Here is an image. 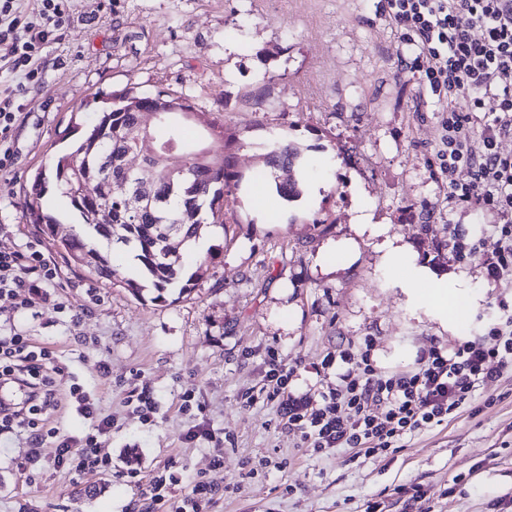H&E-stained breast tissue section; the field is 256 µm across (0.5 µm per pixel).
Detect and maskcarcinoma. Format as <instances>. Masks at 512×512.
Here are the masks:
<instances>
[{
	"instance_id": "carcinoma-1",
	"label": "carcinoma",
	"mask_w": 512,
	"mask_h": 512,
	"mask_svg": "<svg viewBox=\"0 0 512 512\" xmlns=\"http://www.w3.org/2000/svg\"><path fill=\"white\" fill-rule=\"evenodd\" d=\"M149 99L179 108L158 123V129L149 131L153 145H177L173 160L168 156L148 159V163L156 166L150 190L156 196L165 197V201L138 215L129 212L120 198L86 200L81 193L80 178H103L101 155L104 153L112 154V173L121 171L131 146L129 134L136 129L134 109ZM118 101L119 105L100 112L97 123L85 137L57 156L50 171L40 170L33 176L32 190L36 199L43 198L48 182H53L67 199L73 219L83 226L82 232H72L58 240L56 228L63 221L54 212L45 213L42 205L30 202L25 204V209L42 225L43 234L61 246L71 262L88 268L100 279L127 289L137 298L142 297L145 290L142 281L148 279L153 290L151 302L164 303L170 290L177 289L181 294L189 291L196 274H186L182 257L164 252L161 241L173 231L184 248H191L204 227L203 207L209 208L213 222H220L224 199L235 197L243 176L233 169L229 157L224 155L226 145L215 149L210 146L201 148L198 141L186 133L181 121L185 117L181 109L186 107L182 98L159 91L154 95L126 93L119 96ZM75 159L79 161L77 171L72 167ZM264 163L271 169L267 174L269 185L283 200L293 201L302 195L297 182H280L274 176V171L285 165L304 167L296 147L278 140L264 154ZM91 235L105 240L109 246L120 244L131 251L137 261L135 271L123 273L112 266L107 253L88 243Z\"/></svg>"
}]
</instances>
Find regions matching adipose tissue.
Here are the masks:
<instances>
[{
    "instance_id": "obj_1",
    "label": "adipose tissue",
    "mask_w": 512,
    "mask_h": 512,
    "mask_svg": "<svg viewBox=\"0 0 512 512\" xmlns=\"http://www.w3.org/2000/svg\"><path fill=\"white\" fill-rule=\"evenodd\" d=\"M383 263L386 268L400 273L402 284L411 295L425 301L439 319H447L459 297L450 292L445 279L437 277L427 266L417 264L404 246L385 242Z\"/></svg>"
}]
</instances>
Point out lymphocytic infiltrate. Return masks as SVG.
<instances>
[{
	"mask_svg": "<svg viewBox=\"0 0 512 512\" xmlns=\"http://www.w3.org/2000/svg\"><path fill=\"white\" fill-rule=\"evenodd\" d=\"M69 0H38L36 16H28L20 0H0V68L14 85L0 92V171L13 164L11 132L18 100L41 85V54L65 35ZM384 10L413 46L400 69L416 75L420 89L436 100L441 136L434 155V176L448 189L453 207L489 211L496 222L488 235L467 240L458 226L448 228L452 256L465 262L475 251L487 255L485 276L512 284V155L500 143L512 137V0H383ZM497 107L488 112L485 99ZM467 169L468 181L456 178ZM57 273L37 245L0 252V297L20 299L22 290H37ZM499 314L486 324L484 337L458 340L453 346L422 350L414 369L388 373L378 369L370 351L340 352L326 360L336 371V387L318 409L287 397L293 371L271 370L264 388L269 401L282 400L281 414L296 430L303 447L318 454L357 448L373 456L396 452L404 438L440 425L470 404L486 382L512 368V305L499 301ZM62 369L52 350L14 333L0 336V381L26 388L21 404L0 402V434L23 433L29 446L22 469L39 467L38 449L45 437H59L47 415L63 401L77 398L80 413L95 424L83 439L59 438L56 468L97 471L109 462L97 451L98 438L112 429L95 403L76 386L60 387Z\"/></svg>",
	"mask_w": 512,
	"mask_h": 512,
	"instance_id": "obj_1",
	"label": "lymphocytic infiltrate"
}]
</instances>
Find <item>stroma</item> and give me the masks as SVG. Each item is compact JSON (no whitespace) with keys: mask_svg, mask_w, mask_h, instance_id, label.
I'll return each instance as SVG.
<instances>
[{"mask_svg":"<svg viewBox=\"0 0 512 512\" xmlns=\"http://www.w3.org/2000/svg\"><path fill=\"white\" fill-rule=\"evenodd\" d=\"M378 0H70L62 42L43 53L44 80L21 98L11 171L0 174V251L41 243L58 277L26 308L0 299L10 322L49 347L67 380L81 384L112 420L100 439L110 466L80 475L18 464L22 436L0 435V512H162L150 480L174 475L182 499L195 478L217 490L205 512H512V369L393 453L314 455L260 399L271 358L292 367L293 394L317 408L334 387L326 355L371 339L385 372L414 367L418 354L480 336L512 302V288L487 282L485 255L465 263L448 249V226L472 237L490 230L488 211L449 207L430 166L439 119L415 77L398 70L410 55ZM126 91L180 96L231 137L235 168L251 176L270 140L309 160L303 196L285 202L238 193L223 224L205 229L202 257L183 262L196 279L166 302L136 300L87 268L67 263L23 213L31 177L50 168L111 96ZM364 202L384 236L356 230ZM411 248L437 276L459 283L467 320L441 322L381 264L385 239ZM355 244L333 266L317 257ZM63 303L61 313L49 301ZM108 375H101L100 364ZM193 390L196 407L181 408ZM147 392L151 421L127 405ZM256 396L245 406L247 396ZM203 437L188 441L191 427ZM222 466H214L215 455ZM137 472L140 483L125 479Z\"/></svg>","mask_w":512,"mask_h":512,"instance_id":"obj_1","label":"stroma"}]
</instances>
